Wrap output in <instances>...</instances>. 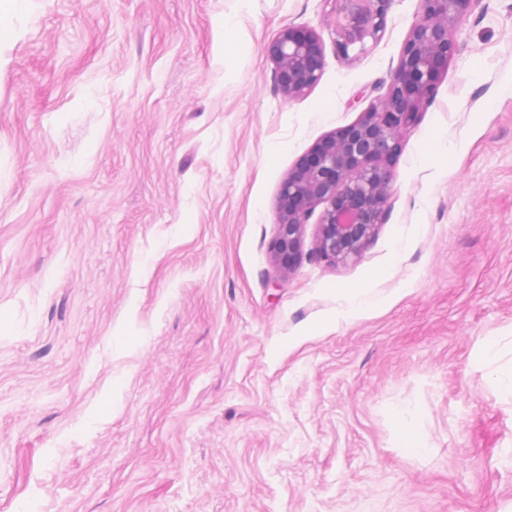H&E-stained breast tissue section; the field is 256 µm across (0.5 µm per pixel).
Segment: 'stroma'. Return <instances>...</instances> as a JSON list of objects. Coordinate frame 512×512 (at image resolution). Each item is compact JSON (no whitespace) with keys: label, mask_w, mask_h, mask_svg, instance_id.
Segmentation results:
<instances>
[{"label":"stroma","mask_w":512,"mask_h":512,"mask_svg":"<svg viewBox=\"0 0 512 512\" xmlns=\"http://www.w3.org/2000/svg\"><path fill=\"white\" fill-rule=\"evenodd\" d=\"M339 8L0 19V512H512V394L482 358L492 336L512 365V0L454 31L362 257L308 259L310 223L283 276V179L358 119L420 16L392 0L347 59ZM288 25L324 47L291 101L266 53ZM353 288L383 306L335 323Z\"/></svg>","instance_id":"1"}]
</instances>
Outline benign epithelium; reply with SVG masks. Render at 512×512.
Returning a JSON list of instances; mask_svg holds the SVG:
<instances>
[{"instance_id":"1","label":"benign epithelium","mask_w":512,"mask_h":512,"mask_svg":"<svg viewBox=\"0 0 512 512\" xmlns=\"http://www.w3.org/2000/svg\"><path fill=\"white\" fill-rule=\"evenodd\" d=\"M343 22L335 43L345 57L380 41L392 0H340ZM421 19L411 28L385 90L360 118L314 146L279 191V258L287 272L298 255L306 224L316 218L312 258L330 265L360 258L391 207L390 163L400 141L430 104L452 50V31L477 0H420ZM276 90L291 100L312 89L323 69L319 35L285 27L268 47Z\"/></svg>"}]
</instances>
